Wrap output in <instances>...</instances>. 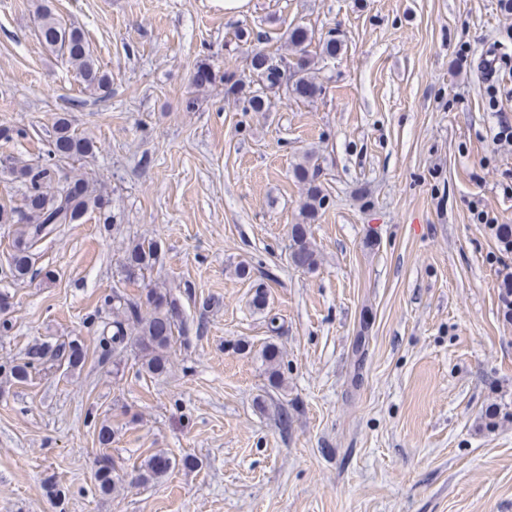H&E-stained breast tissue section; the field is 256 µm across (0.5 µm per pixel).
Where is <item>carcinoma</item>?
Listing matches in <instances>:
<instances>
[{"label":"carcinoma","instance_id":"cac0c4a2","mask_svg":"<svg viewBox=\"0 0 512 512\" xmlns=\"http://www.w3.org/2000/svg\"><path fill=\"white\" fill-rule=\"evenodd\" d=\"M38 38L47 49L57 53L74 68L85 89L107 94L110 77L97 65L84 33L77 27L67 25L52 12H38ZM314 32L301 24L290 25L286 30L285 44L290 56L272 53L253 44L251 33L243 30L237 36L246 45L249 72L225 69L214 70L209 60L202 59L192 76V85L202 89L217 82L224 84V96L233 99L243 112H268L271 108L270 94L281 93L296 101H308L319 96L323 87L316 82L314 56L309 47ZM343 47L336 29H329L319 38V54L333 57ZM94 151L91 140L75 134L66 118L55 122L53 139L49 143L47 158L42 163L12 169V173L25 187L23 204L7 210L0 209V224L17 226L12 239V253L8 260L11 277L23 280L32 272L36 250L40 242L61 224H81L85 217L96 214L99 223H114L111 198L98 190L84 178L57 181L60 168L66 163L85 157ZM292 177L302 187L300 222L291 225L289 234V258L292 264L313 272L318 268L319 255L311 241L309 227L321 216L329 205L321 180L322 170L311 153L292 168ZM500 251L512 254V225L491 224ZM160 245L153 240L129 242L122 256V273L126 280L145 278L159 259ZM500 303L503 318L512 321V268L504 266L500 282ZM103 305L112 307V321L103 325L98 337L100 362H112L117 368L128 348V331L135 329L137 338L134 347L141 361V370L152 377L168 373L169 350L174 340L186 336L181 300L167 290L146 289L145 298H128L112 292L103 299ZM250 307L260 313L269 306V293L264 283L255 286L249 301ZM87 351L79 338L55 344L40 343L31 347L25 357L13 363L0 364V375L17 382H25L32 374L51 362L74 371L86 361ZM258 357L268 375L269 385L278 388L282 384L283 356L273 343L265 344ZM176 466V460L165 453L150 456L140 466L136 482L146 484L165 476ZM115 469L109 456L98 459L96 484L106 494L116 486Z\"/></svg>","mask_w":512,"mask_h":512}]
</instances>
